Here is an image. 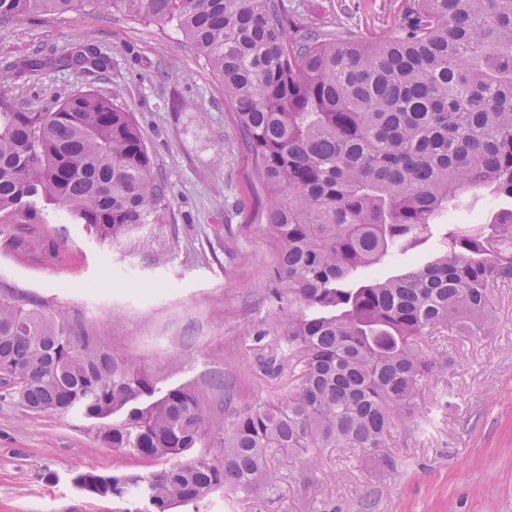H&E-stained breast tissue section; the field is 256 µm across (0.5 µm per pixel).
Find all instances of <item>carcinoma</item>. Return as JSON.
Wrapping results in <instances>:
<instances>
[{
    "mask_svg": "<svg viewBox=\"0 0 512 512\" xmlns=\"http://www.w3.org/2000/svg\"><path fill=\"white\" fill-rule=\"evenodd\" d=\"M89 4L177 22L224 83L269 207L275 280L288 298L271 374L300 358L301 381L275 405L225 421L206 390L159 395L137 360L110 352L63 313L0 294V384L32 412L75 410L101 442L170 467L76 472L91 495L171 512L226 488L248 496L280 477L268 453L381 448L393 412L408 421L438 363L418 341L448 326L489 334V288L512 280V208L446 225L486 196L512 199V0H411L395 32L345 36L286 20L278 0H0V20ZM62 67L103 69L85 45ZM169 187L131 112L79 92L53 112L0 97V224H48L42 199L103 242L158 224ZM445 232L421 262L378 265ZM219 443L222 453H195Z\"/></svg>",
    "mask_w": 512,
    "mask_h": 512,
    "instance_id": "cac0c4a2",
    "label": "carcinoma"
}]
</instances>
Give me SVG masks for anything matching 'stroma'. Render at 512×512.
<instances>
[{
	"label": "stroma",
	"mask_w": 512,
	"mask_h": 512,
	"mask_svg": "<svg viewBox=\"0 0 512 512\" xmlns=\"http://www.w3.org/2000/svg\"><path fill=\"white\" fill-rule=\"evenodd\" d=\"M405 0H282L320 31L392 32ZM92 44L108 58L89 74L57 58ZM43 60L0 95L50 112L93 91L132 112L169 188L163 219L103 243L54 215L0 224V292L27 293L137 357L159 391H208V419L276 404L299 383L297 361L268 375L285 312L272 297L277 249L261 228L267 199L224 84L179 26L92 7L0 23V72ZM491 334L443 330L420 348L440 364L417 397L416 424L395 416L387 447L272 449L274 491L217 493L178 512H512V281L490 290ZM156 463L106 447L72 412L33 413L0 387V512H129L68 482L77 470L145 474Z\"/></svg>",
	"instance_id": "obj_1"
}]
</instances>
